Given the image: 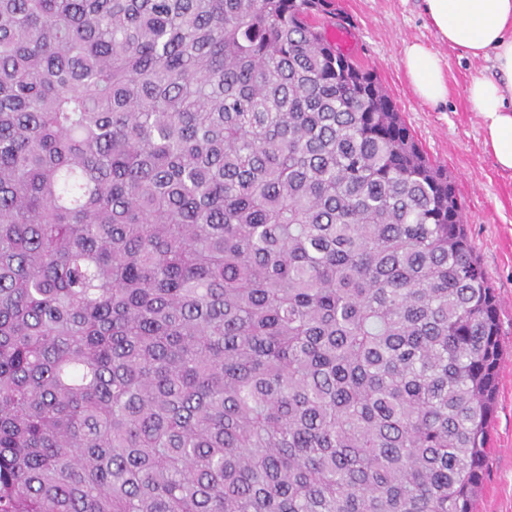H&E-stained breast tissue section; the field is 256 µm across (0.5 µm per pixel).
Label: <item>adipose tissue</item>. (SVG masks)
Returning <instances> with one entry per match:
<instances>
[{
    "label": "adipose tissue",
    "instance_id": "adipose-tissue-1",
    "mask_svg": "<svg viewBox=\"0 0 512 512\" xmlns=\"http://www.w3.org/2000/svg\"><path fill=\"white\" fill-rule=\"evenodd\" d=\"M441 40L492 62L493 75L466 88L471 111L483 121L485 143L497 166L512 170V0H424ZM402 65L415 93L438 104L448 98L443 60L420 43L407 45Z\"/></svg>",
    "mask_w": 512,
    "mask_h": 512
}]
</instances>
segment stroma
<instances>
[{
    "instance_id": "obj_1",
    "label": "stroma",
    "mask_w": 512,
    "mask_h": 512,
    "mask_svg": "<svg viewBox=\"0 0 512 512\" xmlns=\"http://www.w3.org/2000/svg\"><path fill=\"white\" fill-rule=\"evenodd\" d=\"M352 22L351 51L373 70L425 153L445 168L464 209L467 233L500 303L503 355L492 423L495 452L475 512H512V171L500 169L465 89L491 63L452 48L427 20L423 0H333ZM418 42L446 64L448 98L433 105L414 92L401 59Z\"/></svg>"
}]
</instances>
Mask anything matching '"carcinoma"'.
Instances as JSON below:
<instances>
[{
	"instance_id": "carcinoma-1",
	"label": "carcinoma",
	"mask_w": 512,
	"mask_h": 512,
	"mask_svg": "<svg viewBox=\"0 0 512 512\" xmlns=\"http://www.w3.org/2000/svg\"><path fill=\"white\" fill-rule=\"evenodd\" d=\"M332 0H0V512H474L498 300Z\"/></svg>"
}]
</instances>
